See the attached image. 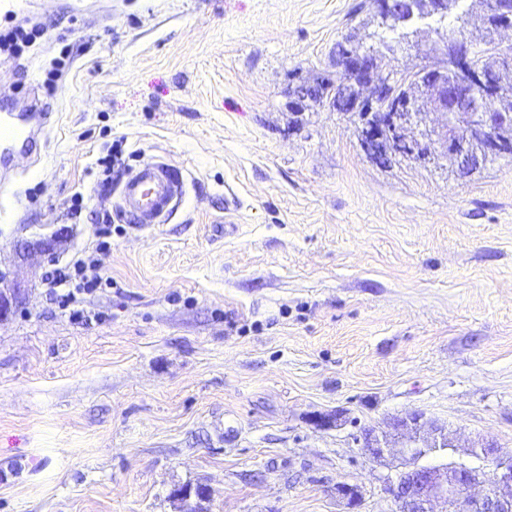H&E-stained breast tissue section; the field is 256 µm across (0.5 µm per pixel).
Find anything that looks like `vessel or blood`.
<instances>
[{
  "label": "vessel or blood",
  "mask_w": 512,
  "mask_h": 512,
  "mask_svg": "<svg viewBox=\"0 0 512 512\" xmlns=\"http://www.w3.org/2000/svg\"><path fill=\"white\" fill-rule=\"evenodd\" d=\"M53 121L49 112L0 114V163L14 155L38 160L41 136ZM117 212L131 224H159L186 193L183 168L162 160H146L128 170L118 187Z\"/></svg>",
  "instance_id": "obj_1"
}]
</instances>
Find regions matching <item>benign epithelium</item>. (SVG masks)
<instances>
[{
  "mask_svg": "<svg viewBox=\"0 0 512 512\" xmlns=\"http://www.w3.org/2000/svg\"><path fill=\"white\" fill-rule=\"evenodd\" d=\"M377 7L379 28L384 32L411 20L393 11V0H377ZM485 15L488 28L511 29L512 0H486ZM417 51L443 56L441 65L424 66L417 75L404 76L419 88L417 96L405 90L393 94V78L399 72L378 75L379 66L369 52L348 47L337 59L333 93L341 111L357 116V131L368 153L383 154L391 141L406 140L415 160L434 163L446 159L461 174L501 155L506 140L500 132L512 126V110L497 105L494 71L470 67L473 46L462 35L441 44L420 43ZM432 110L444 117L443 125H430ZM14 251L22 260L34 253L54 259L48 241L36 247L20 242ZM27 294V285L0 271V322ZM391 429L392 438L363 427L352 439L376 463L399 455L398 471L388 478L396 512H434L437 499L448 504V512H512V454H502L495 441L464 450L465 456L486 463L493 473L484 493L475 497L470 489L482 482L484 472L454 457L456 445L447 423L414 410L395 417ZM395 446L400 448L396 454L391 451ZM433 456L443 461L426 462Z\"/></svg>",
  "mask_w": 512,
  "mask_h": 512,
  "instance_id": "obj_1",
  "label": "benign epithelium"
}]
</instances>
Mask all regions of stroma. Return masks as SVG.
<instances>
[{
  "mask_svg": "<svg viewBox=\"0 0 512 512\" xmlns=\"http://www.w3.org/2000/svg\"><path fill=\"white\" fill-rule=\"evenodd\" d=\"M100 2L0 0L37 32L0 87L56 114L39 173L0 186V269L31 286L0 322V512H179L186 485L200 512H394L351 435L413 410L512 452V157L382 164L350 114L290 104L372 0ZM111 149L181 165L186 196L100 252ZM45 237L53 264L16 258ZM90 255L109 285L51 304L50 267Z\"/></svg>",
  "mask_w": 512,
  "mask_h": 512,
  "instance_id": "stroma-1",
  "label": "stroma"
}]
</instances>
